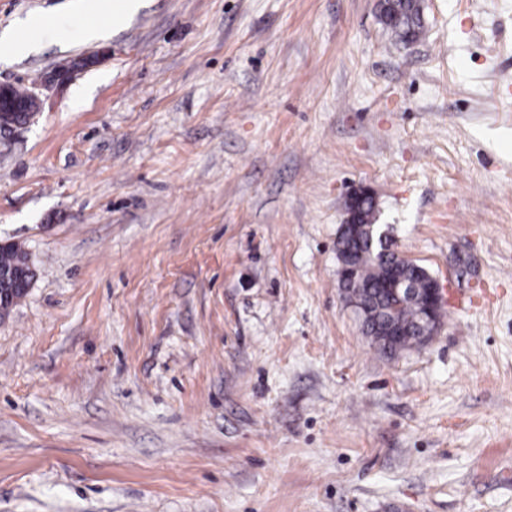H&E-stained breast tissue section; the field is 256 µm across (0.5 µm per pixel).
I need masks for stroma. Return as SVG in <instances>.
<instances>
[{
    "instance_id": "35a3bbf8",
    "label": "stroma",
    "mask_w": 512,
    "mask_h": 512,
    "mask_svg": "<svg viewBox=\"0 0 512 512\" xmlns=\"http://www.w3.org/2000/svg\"><path fill=\"white\" fill-rule=\"evenodd\" d=\"M0 0L65 87L0 143V512H512V0ZM474 306L395 356L338 282L347 197ZM387 7L380 13L383 24L402 43L420 38L424 29L421 0H385ZM26 256L14 246H0V289L6 295V301L1 304L0 319L9 315L11 309L27 293L25 279Z\"/></svg>"
}]
</instances>
